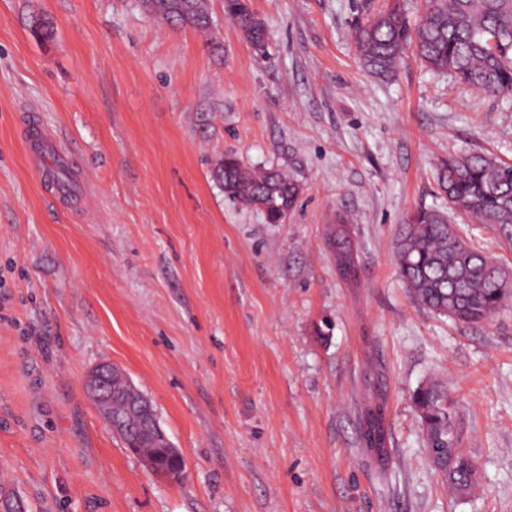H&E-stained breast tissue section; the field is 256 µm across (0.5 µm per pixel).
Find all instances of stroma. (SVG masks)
<instances>
[{"label": "stroma", "mask_w": 512, "mask_h": 512, "mask_svg": "<svg viewBox=\"0 0 512 512\" xmlns=\"http://www.w3.org/2000/svg\"><path fill=\"white\" fill-rule=\"evenodd\" d=\"M211 32L140 0H0V487L27 512H512V302L468 326L419 307L393 260L411 212L446 209L454 153L512 163V96L408 56L364 69L354 31L387 0H253L257 53L206 0ZM64 142L88 200L59 202L20 115ZM302 185L284 223L232 201L224 153ZM353 225L362 285L323 240ZM110 362L185 459L152 475L84 388ZM392 456L358 440L365 374ZM446 384L481 491L432 468L413 392Z\"/></svg>", "instance_id": "stroma-1"}]
</instances>
